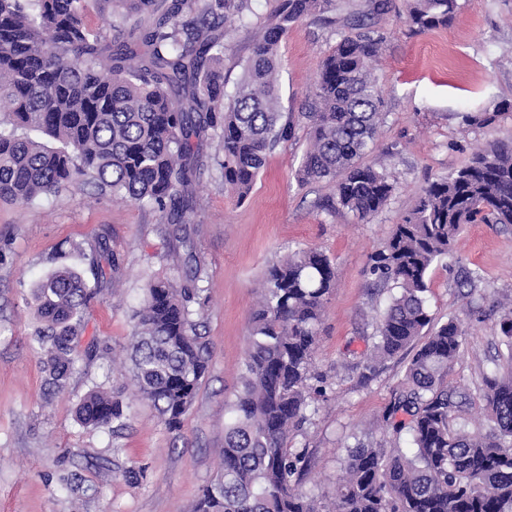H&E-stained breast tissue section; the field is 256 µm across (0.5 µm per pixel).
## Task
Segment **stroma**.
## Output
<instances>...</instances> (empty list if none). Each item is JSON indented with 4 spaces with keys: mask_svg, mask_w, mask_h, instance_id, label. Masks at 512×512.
<instances>
[{
    "mask_svg": "<svg viewBox=\"0 0 512 512\" xmlns=\"http://www.w3.org/2000/svg\"><path fill=\"white\" fill-rule=\"evenodd\" d=\"M276 0H252L250 30L228 23L224 33L227 88L240 81L253 35ZM371 0H336L335 9L295 23L280 49L277 75L281 110L294 128L268 156L245 201L225 191L218 170L205 163L193 185L196 208L182 227L162 223L158 212L90 185L67 187L32 203L0 201V512H192L224 459V403L239 386L250 312L266 268L289 251L312 248L336 267V288L326 304L315 353L326 378L319 410L290 439L305 449V488L330 491L349 447L378 445L386 436L376 416L401 382L411 353L381 363L369 359L375 317L392 292L376 286L371 256L394 224L414 206L436 177L463 165L476 148L512 139V0H458L448 26L417 32L399 19L404 0L391 13L369 17ZM365 32L383 39L371 62L385 116L364 161L387 169L397 189L369 220L336 209L326 181L304 182L297 174L308 147L305 114L313 107V83L323 58L344 35ZM489 112L482 126L465 114ZM81 244V269L102 250L118 255L119 280L104 277L87 310L85 338L108 354L79 364L50 404H43L44 373L31 332V290L58 264L60 252ZM205 263L201 283L208 296L200 331L210 347V371L180 430H169L150 404L128 397L124 427L79 426L74 408L93 386L121 388L115 364L126 360L133 313L147 281L181 278L189 254ZM479 270L473 291L456 285L461 268ZM427 307L435 323L455 319L468 330L466 348L448 372L473 385L483 371L503 363L507 350L493 300L512 298V225L470 224L454 257L428 275ZM143 470L139 482L124 472ZM76 473L97 488L93 497L63 489L57 478Z\"/></svg>",
    "mask_w": 512,
    "mask_h": 512,
    "instance_id": "stroma-1",
    "label": "stroma"
}]
</instances>
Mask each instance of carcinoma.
Masks as SVG:
<instances>
[{
    "mask_svg": "<svg viewBox=\"0 0 512 512\" xmlns=\"http://www.w3.org/2000/svg\"><path fill=\"white\" fill-rule=\"evenodd\" d=\"M87 0H0V200L32 203L65 186L92 183L149 206L164 224H184L211 139L224 188L246 200L268 155L292 136L275 72L290 27L335 0H278L255 37L242 80H224L228 18L249 29L252 0H112L136 26L115 36L84 22ZM458 0H407L403 22L419 32L446 27ZM382 40L340 38L313 86L310 146L299 173L335 184L336 208L368 220L387 205L391 176L363 158L382 121V97L368 72ZM512 224V141L483 147L468 164L428 183L375 254L371 274L397 290L376 322L372 355L393 358L420 336L400 385L377 416L390 445L347 451L333 493L303 490L306 451L289 437L323 396L313 369L336 268L323 253L298 248L270 265L250 317V346L235 400L225 404L224 463L194 512H512V303L496 302L506 364L481 374L475 389L448 381L467 329L433 324L425 293L432 266L453 255L467 224ZM121 270L116 255L93 260ZM202 261L183 283L154 279L135 321L128 372L140 400L168 429L180 428L209 369L193 316L205 306L196 287ZM97 289L74 263H62L32 289L34 339L45 399L77 366L84 316ZM481 404L485 426L471 427ZM120 396L93 386L76 406L85 428L126 418Z\"/></svg>",
    "mask_w": 512,
    "mask_h": 512,
    "instance_id": "cac0c4a2",
    "label": "carcinoma"
}]
</instances>
